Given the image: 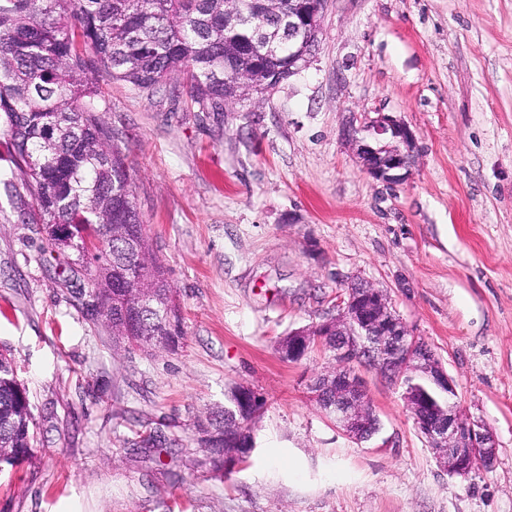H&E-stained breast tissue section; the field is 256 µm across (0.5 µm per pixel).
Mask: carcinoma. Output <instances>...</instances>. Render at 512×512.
Listing matches in <instances>:
<instances>
[{"instance_id": "1", "label": "carcinoma", "mask_w": 512, "mask_h": 512, "mask_svg": "<svg viewBox=\"0 0 512 512\" xmlns=\"http://www.w3.org/2000/svg\"><path fill=\"white\" fill-rule=\"evenodd\" d=\"M291 0H0V122L10 149L11 195L18 178L61 252L75 254L119 347L152 355L178 347L184 332L176 292L154 256L137 209L126 157L103 123V72L151 94L183 81L199 110L224 97L258 94L288 71L273 63L240 15L274 29ZM94 253H85V242ZM209 416L210 463L227 472L224 449L253 442L258 414L243 405ZM35 418L11 355L0 349V467L33 456Z\"/></svg>"}]
</instances>
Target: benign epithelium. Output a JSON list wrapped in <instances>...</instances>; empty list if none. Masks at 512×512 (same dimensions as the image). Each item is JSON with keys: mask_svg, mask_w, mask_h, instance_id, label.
Masks as SVG:
<instances>
[{"mask_svg": "<svg viewBox=\"0 0 512 512\" xmlns=\"http://www.w3.org/2000/svg\"><path fill=\"white\" fill-rule=\"evenodd\" d=\"M327 0H297L288 11L283 37L261 40L277 55L288 43V76L308 62L309 44L319 42ZM348 141L362 170L386 185H399L412 175L417 140L411 129L386 112L364 114L350 125ZM321 332L299 329L288 335V360L298 361L314 347L328 352L333 368L309 385L311 398L344 435L367 441L379 430L360 365L373 366L392 381H402L405 406L443 469L467 477L497 456V442L485 424L463 412L454 382L431 347L413 334L387 292L361 279H351L337 297L336 314L325 317Z\"/></svg>", "mask_w": 512, "mask_h": 512, "instance_id": "7a95c632", "label": "benign epithelium"}]
</instances>
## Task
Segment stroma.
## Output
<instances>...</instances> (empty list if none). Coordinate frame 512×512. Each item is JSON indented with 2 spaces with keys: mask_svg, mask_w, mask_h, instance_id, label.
<instances>
[{
  "mask_svg": "<svg viewBox=\"0 0 512 512\" xmlns=\"http://www.w3.org/2000/svg\"><path fill=\"white\" fill-rule=\"evenodd\" d=\"M98 86L184 337L115 349L72 259L0 189V348L38 441L0 468V512H512V0H328L307 66L220 112L167 86ZM377 111L417 138L397 186L344 138ZM350 277L435 350L496 438L490 467L442 469L376 369L368 441L310 398L328 355L289 361L279 341L334 313ZM239 384L266 404L250 456L222 475L201 426ZM148 434L161 445L141 447Z\"/></svg>",
  "mask_w": 512,
  "mask_h": 512,
  "instance_id": "stroma-1",
  "label": "stroma"
}]
</instances>
